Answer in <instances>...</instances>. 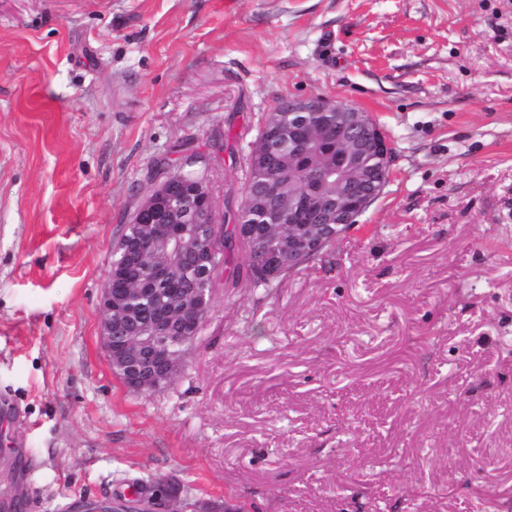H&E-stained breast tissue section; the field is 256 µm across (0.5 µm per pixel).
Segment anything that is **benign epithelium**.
Returning a JSON list of instances; mask_svg holds the SVG:
<instances>
[{
    "label": "benign epithelium",
    "instance_id": "benign-epithelium-1",
    "mask_svg": "<svg viewBox=\"0 0 512 512\" xmlns=\"http://www.w3.org/2000/svg\"><path fill=\"white\" fill-rule=\"evenodd\" d=\"M336 152V165L320 171V179H336V192L322 194L315 187L287 192L277 171L306 157L316 140ZM392 148L385 134L366 112L343 103L317 98H290L266 119L252 154L255 170L270 176L261 182L253 209L272 221L307 225L299 235L288 232L279 251L267 257L273 274L288 262L293 269L349 224L379 197L389 176ZM134 230L122 237L119 259L111 262L100 297L101 342L113 372L136 393L158 392L170 385L182 367L173 352L177 343L193 336L180 317L198 323L208 316V288L187 292L175 310L158 312L148 331L132 330L130 295L154 282L182 274L205 280L207 261L217 247L218 230L213 197L203 176L188 178L180 170L164 169L153 191L138 205ZM172 243L194 253L195 264L175 268L165 252ZM92 512H169L168 501L153 494L133 503L100 504Z\"/></svg>",
    "mask_w": 512,
    "mask_h": 512
}]
</instances>
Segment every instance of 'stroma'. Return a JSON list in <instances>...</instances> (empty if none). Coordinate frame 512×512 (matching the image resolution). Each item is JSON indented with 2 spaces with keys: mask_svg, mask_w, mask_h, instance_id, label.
<instances>
[{
  "mask_svg": "<svg viewBox=\"0 0 512 512\" xmlns=\"http://www.w3.org/2000/svg\"><path fill=\"white\" fill-rule=\"evenodd\" d=\"M288 97L369 112L389 179L265 293L216 280L174 382L100 339L151 169L210 158L218 218ZM512 512V0H0V485L81 512ZM91 512H169L168 501L158 494L144 497L133 503L100 504L90 508Z\"/></svg>",
  "mask_w": 512,
  "mask_h": 512,
  "instance_id": "35a3bbf8",
  "label": "stroma"
}]
</instances>
